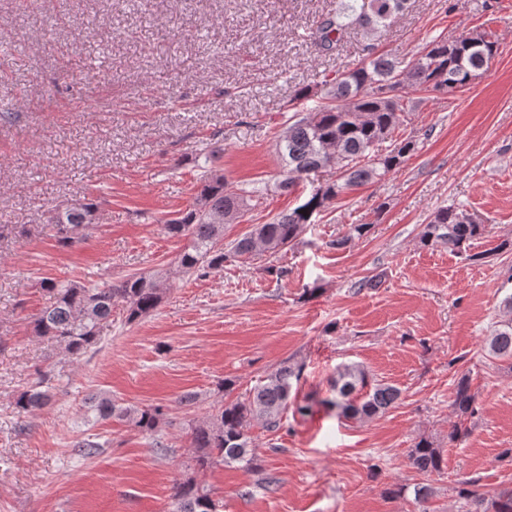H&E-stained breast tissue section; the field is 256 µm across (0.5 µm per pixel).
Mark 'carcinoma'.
Listing matches in <instances>:
<instances>
[{
	"label": "carcinoma",
	"mask_w": 512,
	"mask_h": 512,
	"mask_svg": "<svg viewBox=\"0 0 512 512\" xmlns=\"http://www.w3.org/2000/svg\"><path fill=\"white\" fill-rule=\"evenodd\" d=\"M408 8V0H338L336 10L316 21L313 41L318 51L328 54L352 33L363 30L389 32L397 17ZM497 53L492 34L481 32L472 39L462 37L452 43L435 38L415 55L398 57L370 53V56L343 69L324 81L323 102L293 115L280 144L288 166L277 182L278 190L292 192L299 182L318 173L334 171L321 192L303 203L280 213L265 224L233 240L224 250L218 247L224 238V225L234 221L247 207L255 190L226 189L224 172L213 165L214 155L204 156L195 201L188 210L165 224L172 236L185 237L189 244L179 255L177 267L198 278L224 266V261L249 259L258 252L277 253L291 245L312 218L328 208L336 198L357 186L382 180L397 172L415 150L411 138L393 140L396 128L411 110L405 93L408 88L437 91L452 95L470 85L472 79L488 71ZM387 148H382L384 143ZM97 205L87 200L57 209L49 217L55 237L62 246L73 243L79 234L95 222ZM369 224H355L348 235L334 241L341 248L366 236ZM486 225L467 218V210L455 205L441 207L429 216L421 241L425 245L443 244L448 249L470 253L473 241L481 238ZM169 286L162 272L133 274L115 283L94 286L45 279L40 287L49 296L50 305L34 319L38 336L54 340L72 356H81L95 347L101 326L112 322V309L122 304L126 322L133 323L154 312ZM490 353L512 368V318L500 322L489 339ZM302 367L282 363L253 388L242 400L222 404L203 421L190 426V439L196 450L195 466L204 469L217 462L238 466L247 471L259 469L249 429L258 422L271 432L283 427L284 414L292 398L293 382L300 379ZM331 389L334 398L324 404L336 409L339 416L355 421L372 420L401 400V390L391 384L369 378L357 364H343L336 369ZM49 396L35 384L15 401L18 411L30 413L41 408ZM454 406L459 417L476 413L475 398L467 379L458 380ZM94 411L102 420L127 421L145 434H154L163 419L160 406L131 408L101 397ZM73 452L91 459L103 452V444L90 438L74 445ZM409 465L417 473L430 476L442 469L441 450L428 439L419 440L409 455ZM479 479L461 483L458 495L467 499L473 512H512V488H504L491 498L476 490ZM413 493L419 512H430L435 496L430 484L400 485L390 493L401 497ZM170 512H217L211 492L192 476L175 482L170 495Z\"/></svg>",
	"instance_id": "carcinoma-1"
}]
</instances>
